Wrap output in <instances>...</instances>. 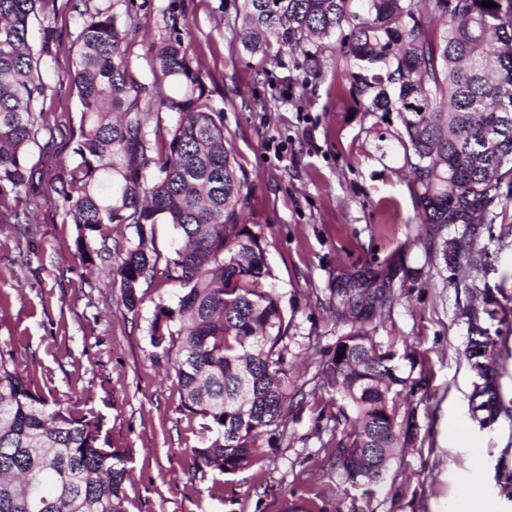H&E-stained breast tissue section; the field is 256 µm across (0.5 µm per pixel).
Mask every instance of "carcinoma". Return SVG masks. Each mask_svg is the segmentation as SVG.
Instances as JSON below:
<instances>
[{"mask_svg":"<svg viewBox=\"0 0 512 512\" xmlns=\"http://www.w3.org/2000/svg\"><path fill=\"white\" fill-rule=\"evenodd\" d=\"M36 0H0V183L33 181L30 147L46 83L30 41ZM483 0H242L241 45L264 53L271 41L301 50L297 66L322 70L323 41L342 34L352 61L351 90L376 114H396L421 223L432 233L471 226L472 244L487 223L502 178L512 173V109L497 108L512 91V0L507 9ZM171 17L170 35L149 46L153 88L130 69L131 15L87 16L70 74L80 104L73 160L57 194L76 224V248L93 262L91 243L114 224L136 238L114 268L125 304L141 301L145 283L178 290L155 306L150 344L173 357L185 408L205 420L190 466L218 476L258 466L259 440L288 409L289 323L265 237L244 219L252 183L235 166L224 138V110ZM349 33L343 34L344 25ZM310 42L315 50L303 48ZM173 88L157 96L162 84ZM174 114L169 128L150 131V102ZM170 224L178 246L163 254L156 226ZM374 281L336 276V317L361 312L364 299L392 308L399 295ZM470 336L466 361L483 387L470 397L472 417L493 424L506 411L499 390L496 341L484 326L488 309H460ZM344 356H339V353ZM323 383L333 390L330 418L342 426L325 466L374 493L396 450L414 439V415L396 416V397L424 378L404 375L393 346L360 327L326 352ZM375 463L356 465L366 449ZM130 451L111 446L95 417L51 406L19 371L18 351L0 347V512H125L123 484Z\"/></svg>","mask_w":512,"mask_h":512,"instance_id":"carcinoma-1","label":"carcinoma"}]
</instances>
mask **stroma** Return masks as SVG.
<instances>
[{"label": "stroma", "instance_id": "obj_1", "mask_svg": "<svg viewBox=\"0 0 512 512\" xmlns=\"http://www.w3.org/2000/svg\"><path fill=\"white\" fill-rule=\"evenodd\" d=\"M241 0H38L32 40L44 52L46 92L28 187L0 186V343L18 348L37 391L73 414L98 417L112 446L130 449L123 485L126 512H302L309 490L323 489V512H445L449 497L474 493L491 512H512V414L488 428L470 416L476 380L465 357L460 307L492 298L487 320L501 354V392L512 401V178H503L491 232L473 248L471 266L448 282L442 258L451 224L429 236L416 209L395 115L365 112L351 92L349 59L338 39L325 41L318 77L306 76L300 52L271 45L249 54L240 43ZM130 13L134 77L152 84L149 42L169 35L170 15L207 75L224 135L253 184L250 220L267 241L290 321L287 362L305 399L274 433L262 471L232 476L223 490L211 472L191 469L188 453L203 420L181 403L174 362L154 352V307L175 288L142 285L128 309L108 275L135 238L113 227L101 255L81 259L76 227L58 196L72 162L79 102L69 84L74 40L88 11ZM483 271L487 293L466 288ZM391 277L399 296L367 328L382 344L410 349L426 387L400 397L398 417L415 411L416 440L399 449L375 494L363 496L322 467L337 429L322 409L324 351L350 323L329 305L338 273Z\"/></svg>", "mask_w": 512, "mask_h": 512}]
</instances>
